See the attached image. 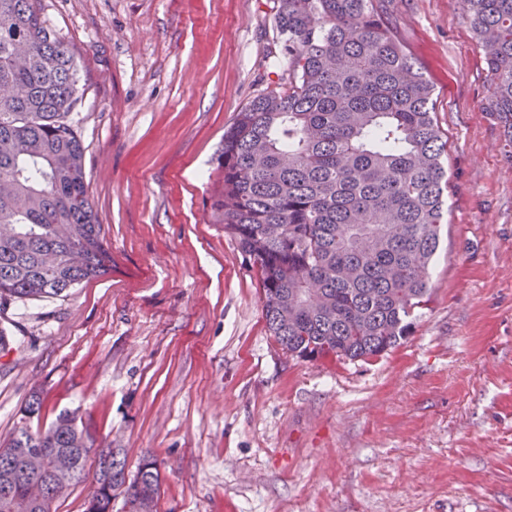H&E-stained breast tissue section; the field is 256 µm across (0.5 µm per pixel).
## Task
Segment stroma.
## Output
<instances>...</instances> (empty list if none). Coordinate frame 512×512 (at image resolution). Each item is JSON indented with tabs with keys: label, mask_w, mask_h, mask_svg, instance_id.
Wrapping results in <instances>:
<instances>
[{
	"label": "stroma",
	"mask_w": 512,
	"mask_h": 512,
	"mask_svg": "<svg viewBox=\"0 0 512 512\" xmlns=\"http://www.w3.org/2000/svg\"><path fill=\"white\" fill-rule=\"evenodd\" d=\"M73 52L87 195L112 268L0 304V445L41 394L128 471L161 462L158 512H512V143L461 0H387L448 139V222L403 342L297 359L208 221L210 160L280 89L273 0H40Z\"/></svg>",
	"instance_id": "35a3bbf8"
}]
</instances>
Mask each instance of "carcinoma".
Masks as SVG:
<instances>
[{
	"instance_id": "obj_1",
	"label": "carcinoma",
	"mask_w": 512,
	"mask_h": 512,
	"mask_svg": "<svg viewBox=\"0 0 512 512\" xmlns=\"http://www.w3.org/2000/svg\"><path fill=\"white\" fill-rule=\"evenodd\" d=\"M382 0H274L288 86L256 96L224 131L206 206L257 277L266 327L300 359L379 357L409 335L430 294L448 184L433 88L383 18ZM488 49L486 111L512 142V0H463ZM75 56L37 0H0V301L60 297L112 257L86 192ZM19 448L67 450L93 492L86 512H157L158 461L133 476L77 415L22 425L0 448V512L26 504Z\"/></svg>"
}]
</instances>
